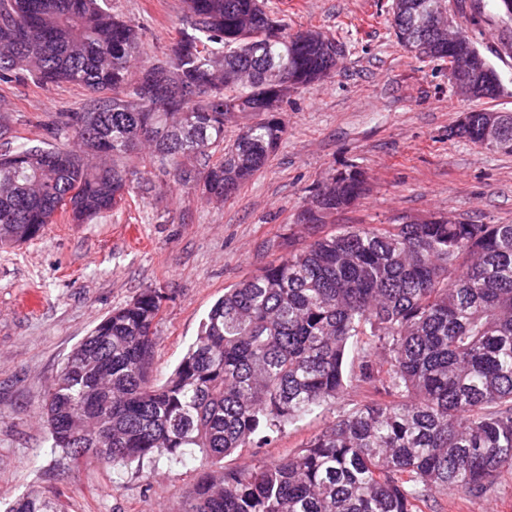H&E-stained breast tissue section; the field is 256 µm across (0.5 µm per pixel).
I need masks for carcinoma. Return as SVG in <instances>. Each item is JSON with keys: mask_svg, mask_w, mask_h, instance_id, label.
Instances as JSON below:
<instances>
[{"mask_svg": "<svg viewBox=\"0 0 512 512\" xmlns=\"http://www.w3.org/2000/svg\"><path fill=\"white\" fill-rule=\"evenodd\" d=\"M107 0H0V83L32 78L90 93L62 112L48 140L11 145L0 112V246L30 241L57 212L86 224L133 189L139 150L176 182L226 199L270 161L285 133L288 92L323 82L324 47L288 33L262 0H184L188 29L169 58L139 62V27ZM497 54L512 58V0H495ZM455 12L476 64L505 94L474 34L481 0H392L397 42L411 51L423 28ZM151 81L176 94L149 104ZM238 113L254 121L224 142ZM493 122L504 143L491 147ZM452 134L512 154V113H464ZM77 147L59 148L61 137ZM320 189L321 214L354 203L357 168ZM165 300L146 289L103 317L69 353L48 392L51 447L80 465L128 464L155 452L202 453V475L179 512H422L450 490L481 495L512 471V224L422 222L340 228L224 289L196 340L161 385L150 382L154 322ZM368 337L354 376L349 347ZM373 398L339 414L301 453L226 467L224 458L352 384ZM4 512H65L27 493Z\"/></svg>", "mask_w": 512, "mask_h": 512, "instance_id": "cac0c4a2", "label": "carcinoma"}]
</instances>
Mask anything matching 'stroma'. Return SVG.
Here are the masks:
<instances>
[{
  "label": "stroma",
  "mask_w": 512,
  "mask_h": 512,
  "mask_svg": "<svg viewBox=\"0 0 512 512\" xmlns=\"http://www.w3.org/2000/svg\"><path fill=\"white\" fill-rule=\"evenodd\" d=\"M289 32L332 33L343 56L336 74L291 91L286 131L268 165L232 196L217 200L171 181L159 165L138 178L159 192L134 195L86 224L55 219L39 237L0 248V501L46 491L67 512H176L202 455H156L128 466H73L51 446L43 416L62 362L102 316L147 288L166 299L154 326L151 381L163 383L194 342L214 301L288 253L342 226L400 224L444 216L512 224V154L452 136L462 113L512 112V59L498 60L494 0H483L480 48L494 61L507 96L469 100L448 71L411 58L389 24L391 0H265ZM113 13L142 28L143 60L168 59L183 28V0H109ZM86 90L30 80L0 85V111L23 139L45 138L57 113L79 110ZM365 176L354 205L308 224L314 194L336 171ZM366 392L354 387L261 446L242 448L225 466L295 454ZM432 512H512V474L481 497L436 496Z\"/></svg>",
  "instance_id": "obj_1"
}]
</instances>
